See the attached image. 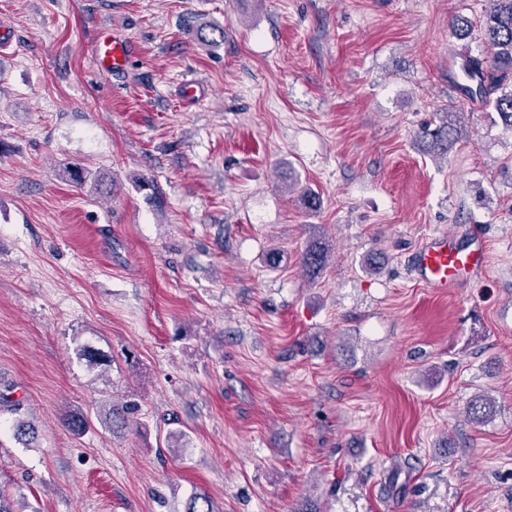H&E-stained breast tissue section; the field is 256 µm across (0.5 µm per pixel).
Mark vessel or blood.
<instances>
[{"instance_id": "b4317fda", "label": "vessel or blood", "mask_w": 512, "mask_h": 512, "mask_svg": "<svg viewBox=\"0 0 512 512\" xmlns=\"http://www.w3.org/2000/svg\"><path fill=\"white\" fill-rule=\"evenodd\" d=\"M98 70L106 75L121 71L134 54L132 44L115 32L101 30L93 46ZM488 265V249L481 238L463 245L457 235H429L413 258L418 279L430 288L445 291L481 275Z\"/></svg>"}]
</instances>
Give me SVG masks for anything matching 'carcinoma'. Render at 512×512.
<instances>
[{
	"label": "carcinoma",
	"mask_w": 512,
	"mask_h": 512,
	"mask_svg": "<svg viewBox=\"0 0 512 512\" xmlns=\"http://www.w3.org/2000/svg\"><path fill=\"white\" fill-rule=\"evenodd\" d=\"M490 4L481 33L491 51L492 63L486 66L484 61L469 57L464 70L468 79L478 80L477 99L493 106L505 124L512 127V0H490ZM421 136L429 139L430 149L446 155L456 142L457 130L444 122L433 129H423ZM328 260V249L319 244L310 246L302 254V266L312 277L321 273ZM492 411L490 399L476 396L467 403L464 417L480 425Z\"/></svg>",
	"instance_id": "1"
}]
</instances>
